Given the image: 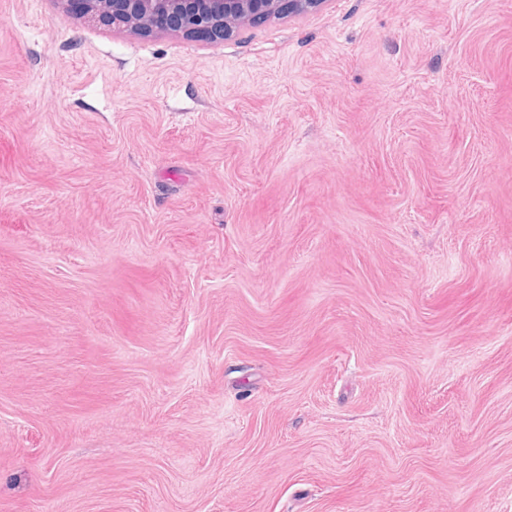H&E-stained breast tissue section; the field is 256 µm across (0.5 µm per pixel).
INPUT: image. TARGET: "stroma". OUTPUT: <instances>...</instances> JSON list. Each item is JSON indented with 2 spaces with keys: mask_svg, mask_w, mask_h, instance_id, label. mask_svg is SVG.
Here are the masks:
<instances>
[{
  "mask_svg": "<svg viewBox=\"0 0 512 512\" xmlns=\"http://www.w3.org/2000/svg\"><path fill=\"white\" fill-rule=\"evenodd\" d=\"M0 512H512V0H0ZM329 0H63L83 14L101 19L106 15L114 27L148 31L163 16H178L187 34L199 31L231 36L241 28L274 16H292L316 10Z\"/></svg>",
  "mask_w": 512,
  "mask_h": 512,
  "instance_id": "35a3bbf8",
  "label": "stroma"
}]
</instances>
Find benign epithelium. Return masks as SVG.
I'll use <instances>...</instances> for the list:
<instances>
[{
	"label": "benign epithelium",
	"instance_id": "1",
	"mask_svg": "<svg viewBox=\"0 0 512 512\" xmlns=\"http://www.w3.org/2000/svg\"><path fill=\"white\" fill-rule=\"evenodd\" d=\"M85 15H106L115 27L148 31L163 16L181 19L187 34L199 31L231 36L241 28L274 16L316 10L328 0H63Z\"/></svg>",
	"mask_w": 512,
	"mask_h": 512
}]
</instances>
